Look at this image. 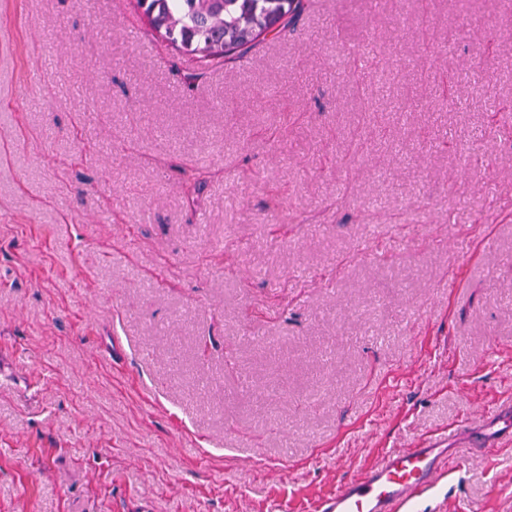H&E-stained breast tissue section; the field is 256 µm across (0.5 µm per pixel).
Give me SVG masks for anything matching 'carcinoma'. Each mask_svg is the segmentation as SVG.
Returning a JSON list of instances; mask_svg holds the SVG:
<instances>
[{"mask_svg":"<svg viewBox=\"0 0 512 512\" xmlns=\"http://www.w3.org/2000/svg\"><path fill=\"white\" fill-rule=\"evenodd\" d=\"M148 27L198 56L235 59L268 37L294 31L312 0H136Z\"/></svg>","mask_w":512,"mask_h":512,"instance_id":"obj_1","label":"carcinoma"}]
</instances>
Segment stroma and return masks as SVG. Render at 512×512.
Here are the masks:
<instances>
[{
    "mask_svg": "<svg viewBox=\"0 0 512 512\" xmlns=\"http://www.w3.org/2000/svg\"><path fill=\"white\" fill-rule=\"evenodd\" d=\"M507 101L504 0H314L232 62L0 0V512H313L512 399ZM467 506L512 443L419 512Z\"/></svg>",
    "mask_w": 512,
    "mask_h": 512,
    "instance_id": "1",
    "label": "stroma"
}]
</instances>
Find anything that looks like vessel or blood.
<instances>
[{
  "label": "vessel or blood",
  "instance_id": "vessel-or-blood-1",
  "mask_svg": "<svg viewBox=\"0 0 512 512\" xmlns=\"http://www.w3.org/2000/svg\"><path fill=\"white\" fill-rule=\"evenodd\" d=\"M456 430L465 447L449 450L447 436L438 435L386 449L375 465L321 497L316 512H413L446 477L449 466H462L468 456L494 453L512 441V402L500 404L494 416L462 423Z\"/></svg>",
  "mask_w": 512,
  "mask_h": 512
}]
</instances>
